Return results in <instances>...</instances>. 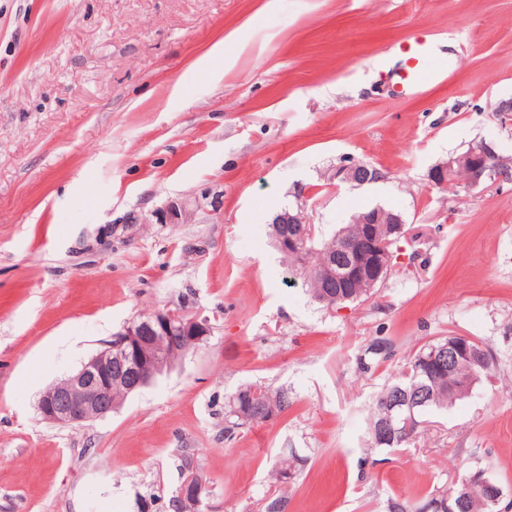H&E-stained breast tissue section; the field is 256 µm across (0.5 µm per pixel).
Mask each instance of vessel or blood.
Here are the masks:
<instances>
[{
	"mask_svg": "<svg viewBox=\"0 0 512 512\" xmlns=\"http://www.w3.org/2000/svg\"><path fill=\"white\" fill-rule=\"evenodd\" d=\"M396 53L400 62L390 70L389 80L393 91L397 93H418L448 77V64H441L434 69L424 68V60L432 53L431 44L424 40L412 38L400 43Z\"/></svg>",
	"mask_w": 512,
	"mask_h": 512,
	"instance_id": "vessel-or-blood-1",
	"label": "vessel or blood"
}]
</instances>
